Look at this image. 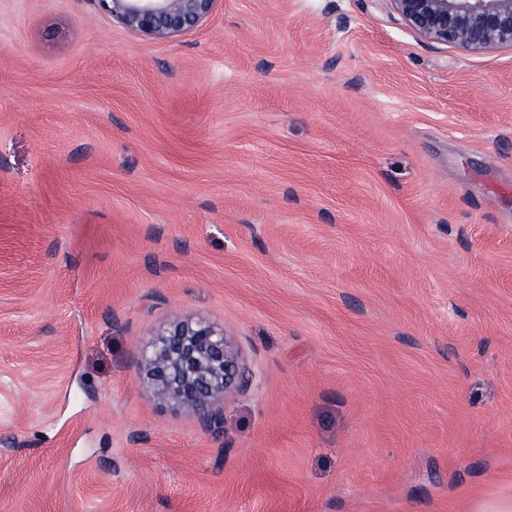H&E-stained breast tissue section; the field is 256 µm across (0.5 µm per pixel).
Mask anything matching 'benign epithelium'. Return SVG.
I'll use <instances>...</instances> for the list:
<instances>
[{
    "instance_id": "obj_1",
    "label": "benign epithelium",
    "mask_w": 512,
    "mask_h": 512,
    "mask_svg": "<svg viewBox=\"0 0 512 512\" xmlns=\"http://www.w3.org/2000/svg\"><path fill=\"white\" fill-rule=\"evenodd\" d=\"M112 17L147 42H164L192 32L212 15L217 0H95ZM423 40L481 51L512 48V0H384ZM142 367L153 392L176 409L203 420L216 433L224 421L214 405L239 387V354L224 329L203 320L177 317L147 347Z\"/></svg>"
}]
</instances>
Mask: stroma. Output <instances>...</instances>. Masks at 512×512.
I'll use <instances>...</instances> for the list:
<instances>
[{"label":"stroma","mask_w":512,"mask_h":512,"mask_svg":"<svg viewBox=\"0 0 512 512\" xmlns=\"http://www.w3.org/2000/svg\"><path fill=\"white\" fill-rule=\"evenodd\" d=\"M176 317L239 353L221 434L140 367ZM0 512H512V48L0 0ZM112 17L147 42H164L192 32L212 15L217 0H95Z\"/></svg>","instance_id":"obj_1"}]
</instances>
